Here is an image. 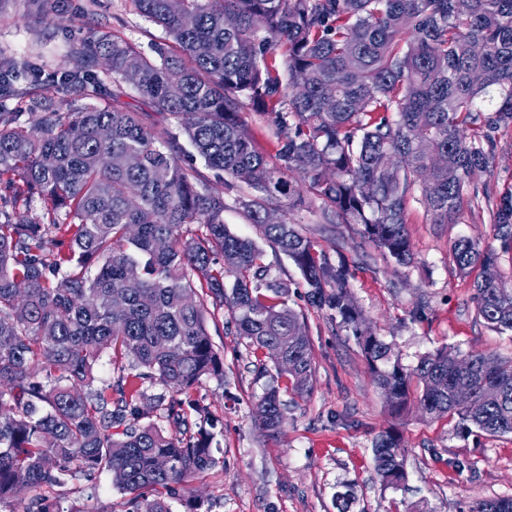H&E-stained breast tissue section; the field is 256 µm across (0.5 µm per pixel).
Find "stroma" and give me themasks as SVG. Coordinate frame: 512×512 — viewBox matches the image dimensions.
<instances>
[{"instance_id": "obj_1", "label": "stroma", "mask_w": 512, "mask_h": 512, "mask_svg": "<svg viewBox=\"0 0 512 512\" xmlns=\"http://www.w3.org/2000/svg\"><path fill=\"white\" fill-rule=\"evenodd\" d=\"M102 29L144 49L165 37L130 0H59L50 14L41 13L36 0H0V63L26 61L48 72L64 65L77 73L82 64L67 57V47ZM497 144L491 170L473 179L495 202L512 194V129L500 131ZM293 219L317 250L347 265L349 290L371 332L393 347L403 365L444 347L512 358V332L486 327L476 311L475 276L461 271L452 254L461 237L500 249L486 204H464L456 223L434 224L409 202L414 261L407 266L386 258L356 226L325 223L320 200L308 199ZM264 262L291 281L288 303L305 314L313 390L303 399L281 391V430L272 437L261 432L257 404L276 376L275 365L236 336L228 310L216 312L208 328L224 375L204 379L194 396L224 420L212 443L219 463L180 486L172 512H189L196 498L208 512H337L340 492L350 493V512H469L478 500L512 497V434H462L455 420L425 418L414 409L392 417L351 332L330 311L309 304L300 273L285 255L268 247ZM391 427L407 450L408 479L396 490L383 486L373 461L376 437ZM57 508L133 510L105 473L75 483Z\"/></svg>"}]
</instances>
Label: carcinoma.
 <instances>
[{
	"mask_svg": "<svg viewBox=\"0 0 512 512\" xmlns=\"http://www.w3.org/2000/svg\"><path fill=\"white\" fill-rule=\"evenodd\" d=\"M131 2L167 32L153 54L103 30L72 45L83 63L78 79L64 66L52 83L26 66L0 68V182L11 189L0 196V406H8L0 504L107 472L136 512H170L165 496L217 464L211 443L223 423L193 395L203 378L223 373L211 308H227L253 350L283 351L276 371L297 396L313 389L311 344L303 315L288 305L290 284L254 240L227 228L224 195L183 164L179 136L154 135L153 112L178 120L224 189L249 190L250 223L299 270L310 304L357 337L394 413L415 382L422 415L455 417L467 434H512V360L444 348L403 365L367 332L346 265L287 219L265 221L279 199L290 208L304 200L241 116L248 101L280 130L277 157L322 200L326 223L359 226L408 265L409 199L419 193L431 223H455L474 175L490 170L496 133L512 126V0H182L178 10L170 0ZM278 47L280 66L268 62ZM105 57L110 92L99 73ZM130 73L151 111L121 101ZM79 88L98 101L82 102ZM57 93L68 111L53 103ZM492 217L511 250L512 198ZM453 254L461 270L478 269V316L512 332V288L498 253L459 239ZM104 354L119 375L98 387ZM128 361L139 372L125 373ZM147 381L164 392L147 394ZM457 389L471 393L469 403L452 399ZM283 416L272 386L258 403V427L275 435ZM160 421L181 426V436ZM373 454L383 484L401 486L399 434L378 435ZM24 512L58 510L37 495ZM470 512H512V497Z\"/></svg>",
	"mask_w": 512,
	"mask_h": 512,
	"instance_id": "carcinoma-1",
	"label": "carcinoma"
}]
</instances>
